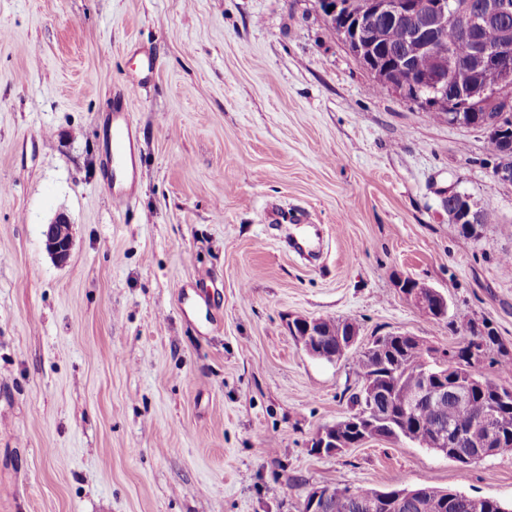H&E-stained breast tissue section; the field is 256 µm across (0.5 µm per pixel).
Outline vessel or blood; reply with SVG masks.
I'll use <instances>...</instances> for the list:
<instances>
[{"instance_id":"vessel-or-blood-1","label":"vessel or blood","mask_w":512,"mask_h":512,"mask_svg":"<svg viewBox=\"0 0 512 512\" xmlns=\"http://www.w3.org/2000/svg\"><path fill=\"white\" fill-rule=\"evenodd\" d=\"M100 142L112 207L119 212L127 210L137 193L139 129L129 116L124 98H113L100 130Z\"/></svg>"}]
</instances>
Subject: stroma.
Here are the masks:
<instances>
[{"mask_svg":"<svg viewBox=\"0 0 512 512\" xmlns=\"http://www.w3.org/2000/svg\"><path fill=\"white\" fill-rule=\"evenodd\" d=\"M1 28L0 512H301L336 484L512 501V457L313 451L360 383L287 327L459 347L399 291L410 276L512 359V183L486 130L378 89L317 0H0ZM118 94L141 131L123 212L97 135ZM451 190L486 213L478 238L449 221ZM60 213L63 264L44 237ZM310 230L313 260L290 244ZM306 317L297 316L295 317V324L301 323L305 320ZM292 318L290 322V326L292 329L293 337L295 341L302 346L309 354L313 356H318L319 351H315L314 346L316 347V342L318 341V346L321 349V354H323L322 359L328 362H335L343 358L349 351V345L353 346L357 334L353 333L349 338V345L345 341V336L347 332L350 330H355L356 333L359 332V328L357 324L349 319H323V328L324 332L321 336V323L320 319H311L307 318L304 323V331L303 336H301L293 325ZM313 342L315 344H313Z\"/></svg>","mask_w":512,"mask_h":512,"instance_id":"stroma-1","label":"stroma"}]
</instances>
